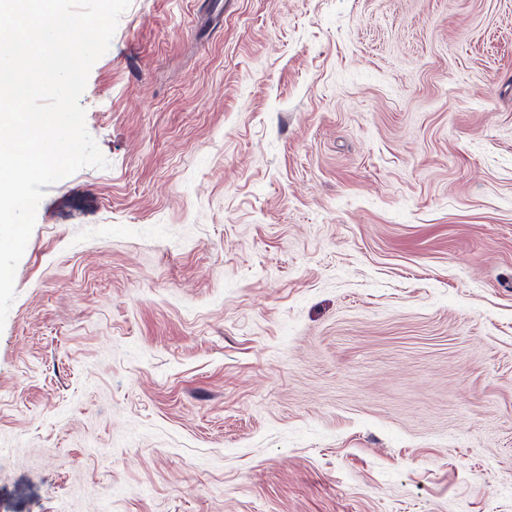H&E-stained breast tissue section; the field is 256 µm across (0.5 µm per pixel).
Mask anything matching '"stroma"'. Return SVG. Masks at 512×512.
Segmentation results:
<instances>
[{"instance_id": "stroma-1", "label": "stroma", "mask_w": 512, "mask_h": 512, "mask_svg": "<svg viewBox=\"0 0 512 512\" xmlns=\"http://www.w3.org/2000/svg\"><path fill=\"white\" fill-rule=\"evenodd\" d=\"M0 328V512H512V0H131Z\"/></svg>"}]
</instances>
